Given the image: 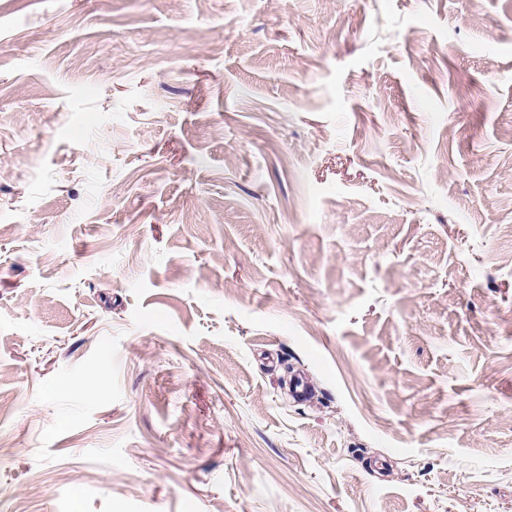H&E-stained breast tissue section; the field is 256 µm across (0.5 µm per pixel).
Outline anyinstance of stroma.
Masks as SVG:
<instances>
[{
	"label": "stroma",
	"instance_id": "35a3bbf8",
	"mask_svg": "<svg viewBox=\"0 0 512 512\" xmlns=\"http://www.w3.org/2000/svg\"><path fill=\"white\" fill-rule=\"evenodd\" d=\"M0 512H512V0H0Z\"/></svg>",
	"mask_w": 512,
	"mask_h": 512
}]
</instances>
